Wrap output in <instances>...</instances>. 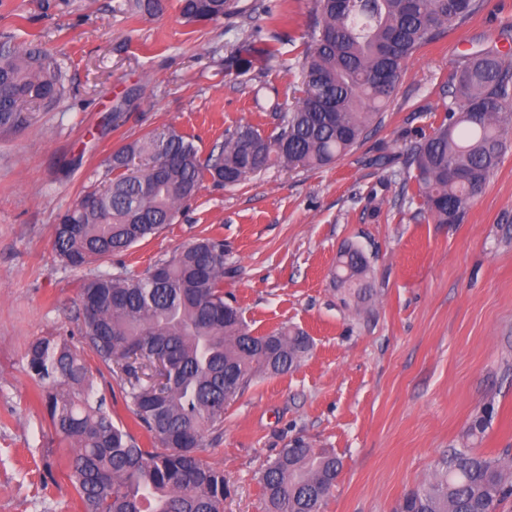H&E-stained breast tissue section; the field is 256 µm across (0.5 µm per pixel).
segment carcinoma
Segmentation results:
<instances>
[{"instance_id":"carcinoma-1","label":"carcinoma","mask_w":512,"mask_h":512,"mask_svg":"<svg viewBox=\"0 0 512 512\" xmlns=\"http://www.w3.org/2000/svg\"><path fill=\"white\" fill-rule=\"evenodd\" d=\"M484 0H315L302 96L267 135L243 123L201 158L174 128L112 151L106 185L84 191L58 218L53 249L74 270L112 259L175 223L205 177L237 185L273 166L320 168L339 160L381 122L403 67L423 47L474 16ZM156 15L166 0H129ZM187 23L241 14L237 0H178ZM66 95L64 66L37 44L0 42V132L30 124L26 105ZM512 145V54L495 46L460 57L448 104L408 158V178L436 224H460ZM369 261L341 247L334 286L355 303L371 297ZM82 339L125 376V401L152 447L116 423L95 398L94 371L65 342L29 344L27 367L49 387L52 426L72 448L70 482L81 512H224V471L197 455L224 426L230 401L257 375L290 371L311 340L297 328L255 335L224 301V242L200 237L143 272L94 273L79 285ZM168 358L166 381L155 359ZM336 454L295 439L261 472L265 512H322L340 474ZM512 497V464L448 449L436 476L406 493L397 512H497Z\"/></svg>"}]
</instances>
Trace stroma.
<instances>
[{"instance_id": "35a3bbf8", "label": "stroma", "mask_w": 512, "mask_h": 512, "mask_svg": "<svg viewBox=\"0 0 512 512\" xmlns=\"http://www.w3.org/2000/svg\"><path fill=\"white\" fill-rule=\"evenodd\" d=\"M0 0L18 43L63 59L67 93L0 134V512H79L62 444L25 358L40 338L83 352L79 284L53 247L59 213L104 180L123 143L167 128L200 156L239 123L272 133L301 84L313 0H240L233 21L183 23L125 0ZM264 41L248 52L254 30ZM512 48V0H486L466 23L410 58L380 125L330 166L273 167L232 187L204 181L161 235L101 264L141 271L212 235L224 241V298L254 334L297 327L301 364L256 378L207 432L200 457L224 472V512H263L258 477L301 438L342 462L324 512H393L428 482L484 409L475 452L512 459V150L463 223L424 218L405 161L448 100L460 54ZM237 66L226 67L231 52ZM363 249L373 298L343 304L330 271L344 242Z\"/></svg>"}]
</instances>
